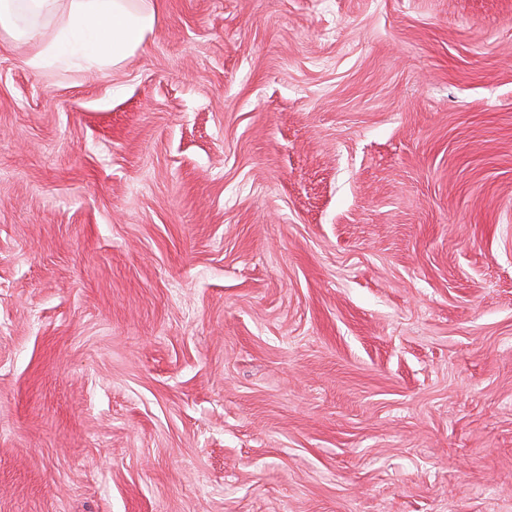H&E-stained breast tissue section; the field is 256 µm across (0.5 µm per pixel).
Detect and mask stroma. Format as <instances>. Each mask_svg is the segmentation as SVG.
<instances>
[{
    "label": "stroma",
    "mask_w": 512,
    "mask_h": 512,
    "mask_svg": "<svg viewBox=\"0 0 512 512\" xmlns=\"http://www.w3.org/2000/svg\"><path fill=\"white\" fill-rule=\"evenodd\" d=\"M0 31V512H512V0H154ZM65 10L66 24L32 67L116 65L144 45L157 21L151 0H65Z\"/></svg>",
    "instance_id": "1"
}]
</instances>
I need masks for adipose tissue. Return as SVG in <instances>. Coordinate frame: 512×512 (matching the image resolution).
Listing matches in <instances>:
<instances>
[{"label": "adipose tissue", "mask_w": 512, "mask_h": 512, "mask_svg": "<svg viewBox=\"0 0 512 512\" xmlns=\"http://www.w3.org/2000/svg\"><path fill=\"white\" fill-rule=\"evenodd\" d=\"M61 9L67 22L32 67L118 64L144 45L157 21L152 0H0V28L31 40L39 20Z\"/></svg>", "instance_id": "ef3b65f1"}]
</instances>
